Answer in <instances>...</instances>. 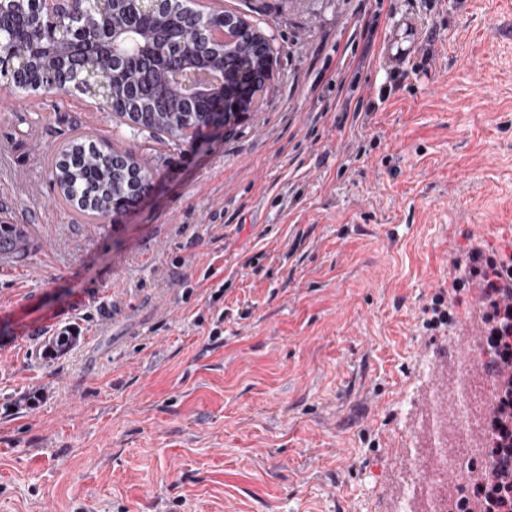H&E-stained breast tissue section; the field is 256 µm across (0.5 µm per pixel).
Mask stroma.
<instances>
[{"label":"stroma","mask_w":512,"mask_h":512,"mask_svg":"<svg viewBox=\"0 0 512 512\" xmlns=\"http://www.w3.org/2000/svg\"><path fill=\"white\" fill-rule=\"evenodd\" d=\"M216 7L276 62L189 142L0 75V224L28 230L0 259V512H391L432 398L460 450L434 354L472 339L469 255L512 254V0ZM403 11L426 37L392 70ZM81 136L152 171L123 214L54 184Z\"/></svg>","instance_id":"stroma-1"}]
</instances>
